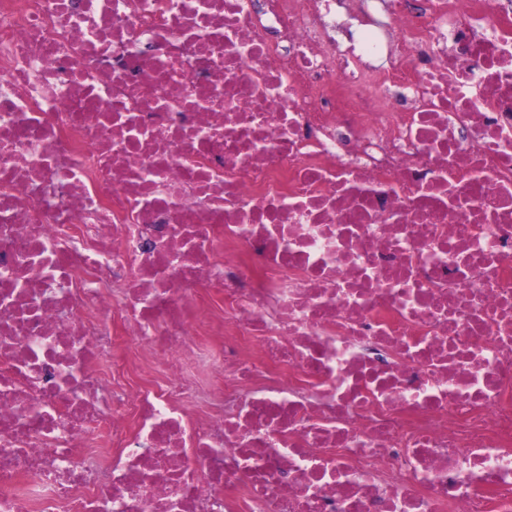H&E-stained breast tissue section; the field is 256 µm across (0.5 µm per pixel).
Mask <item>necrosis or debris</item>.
<instances>
[{"label":"necrosis or debris","instance_id":"necrosis-or-debris-1","mask_svg":"<svg viewBox=\"0 0 512 512\" xmlns=\"http://www.w3.org/2000/svg\"><path fill=\"white\" fill-rule=\"evenodd\" d=\"M345 2L0 0V512H512V0Z\"/></svg>","mask_w":512,"mask_h":512}]
</instances>
